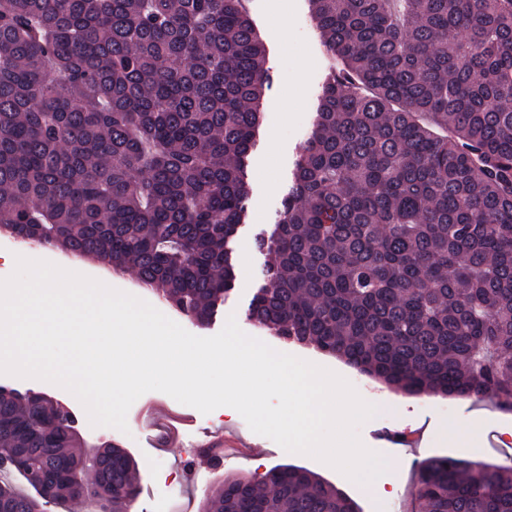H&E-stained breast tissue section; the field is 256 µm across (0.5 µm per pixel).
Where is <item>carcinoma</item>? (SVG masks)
<instances>
[{"label":"carcinoma","instance_id":"1","mask_svg":"<svg viewBox=\"0 0 512 512\" xmlns=\"http://www.w3.org/2000/svg\"><path fill=\"white\" fill-rule=\"evenodd\" d=\"M243 2L0 0V233L130 265L210 324L271 79ZM309 3L332 64L246 317L396 392L512 409V0ZM82 447L59 404L0 386V473L34 489L0 478V512H129L133 457ZM411 493L416 512H512V469L431 458ZM206 512L360 510L278 465L224 478Z\"/></svg>","mask_w":512,"mask_h":512}]
</instances>
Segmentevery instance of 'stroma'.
<instances>
[{"label": "stroma", "mask_w": 512, "mask_h": 512, "mask_svg": "<svg viewBox=\"0 0 512 512\" xmlns=\"http://www.w3.org/2000/svg\"><path fill=\"white\" fill-rule=\"evenodd\" d=\"M247 7L267 49L272 83L262 100L263 120L245 169L250 206L247 222L232 243L235 285L224 304L223 315L210 327L195 326L191 332L201 337L215 335L224 327L227 316L232 315L246 334L261 339L277 351L342 371L362 399L380 408L376 417L359 427L358 434L367 448L386 458L388 469L374 484H356L313 457L286 452L273 440L251 431L242 417L225 416L209 421L197 409L159 391L147 392L133 403L127 414L128 432L84 423L79 430L88 445L109 440L134 457L141 487L134 512H166L161 497L152 490L155 469H178L179 458L208 431L240 434L250 444L251 451L225 459L218 469L213 468L208 459H198L196 483L180 489L178 512H200L205 500L225 477L246 475L259 480L268 468L280 464L313 471L348 494L359 504L361 512H410L409 493L414 471L424 460L453 456L464 461L512 466V413L505 414L491 405L469 400L410 397L393 392L340 358L284 341L247 320L245 310L262 283L266 265V255L258 247L256 236L279 217L329 66L311 20L308 0H248ZM151 404L171 409L187 419L186 425L179 428L178 443L169 452L159 453L151 448L140 426L139 414ZM457 419L471 426L473 436L449 434V422ZM392 430L410 431L416 437L415 443L404 446L383 441V434ZM258 455L265 458L264 467H253L252 459Z\"/></svg>", "instance_id": "stroma-1"}]
</instances>
